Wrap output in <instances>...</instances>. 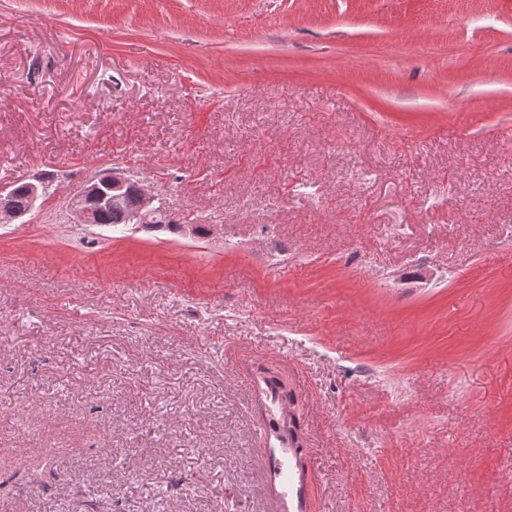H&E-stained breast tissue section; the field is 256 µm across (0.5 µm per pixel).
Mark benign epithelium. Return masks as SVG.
I'll return each mask as SVG.
<instances>
[{
  "label": "benign epithelium",
  "mask_w": 512,
  "mask_h": 512,
  "mask_svg": "<svg viewBox=\"0 0 512 512\" xmlns=\"http://www.w3.org/2000/svg\"><path fill=\"white\" fill-rule=\"evenodd\" d=\"M31 207L44 203L49 197V182L37 176L25 182ZM136 190L138 197L137 209L130 215L129 223L139 227L149 221L157 210L165 209L159 194L144 183L130 179L126 169L114 166L101 176L85 181L78 189L69 192L64 198V207L70 222L78 225H91L90 212L86 208V200L97 197L103 204L119 200L127 188ZM11 186L0 187V224H12L23 217L9 205Z\"/></svg>",
  "instance_id": "7a95c632"
}]
</instances>
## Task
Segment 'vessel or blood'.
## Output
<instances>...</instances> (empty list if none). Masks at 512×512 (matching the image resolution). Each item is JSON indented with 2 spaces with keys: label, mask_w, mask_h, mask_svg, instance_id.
Returning a JSON list of instances; mask_svg holds the SVG:
<instances>
[{
  "label": "vessel or blood",
  "mask_w": 512,
  "mask_h": 512,
  "mask_svg": "<svg viewBox=\"0 0 512 512\" xmlns=\"http://www.w3.org/2000/svg\"><path fill=\"white\" fill-rule=\"evenodd\" d=\"M250 387L264 417L260 428L265 486L272 512H310L311 477L288 405L278 388L257 377Z\"/></svg>",
  "instance_id": "1"
}]
</instances>
